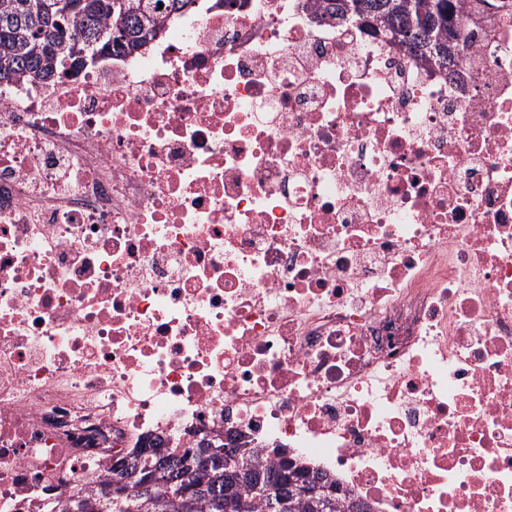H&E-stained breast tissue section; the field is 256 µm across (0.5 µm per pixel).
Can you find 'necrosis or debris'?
<instances>
[{
  "instance_id": "1",
  "label": "necrosis or debris",
  "mask_w": 512,
  "mask_h": 512,
  "mask_svg": "<svg viewBox=\"0 0 512 512\" xmlns=\"http://www.w3.org/2000/svg\"><path fill=\"white\" fill-rule=\"evenodd\" d=\"M410 58L197 0L0 86V512L234 432L374 512H512V16Z\"/></svg>"
}]
</instances>
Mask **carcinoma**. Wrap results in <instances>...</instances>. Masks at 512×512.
Segmentation results:
<instances>
[{
    "instance_id": "carcinoma-1",
    "label": "carcinoma",
    "mask_w": 512,
    "mask_h": 512,
    "mask_svg": "<svg viewBox=\"0 0 512 512\" xmlns=\"http://www.w3.org/2000/svg\"><path fill=\"white\" fill-rule=\"evenodd\" d=\"M196 0H0V80L23 77L50 84L77 68L95 63L111 50L131 54L141 50L170 18ZM455 0H315L313 18L371 27L382 39L404 47L414 58L446 67L458 58L464 33L455 15ZM473 14L512 13V0H465ZM163 7H158V4ZM81 43V56L66 47ZM250 448L240 461L226 464L207 453L203 441L180 454L158 451L146 444L126 457L124 480L132 498L116 503L108 484H81L83 512H270L274 490L276 512H368L367 506L346 499L339 487L319 472L272 450L274 460H256ZM163 460L171 482L151 477L148 464ZM321 489L314 498L298 494L299 484Z\"/></svg>"
}]
</instances>
